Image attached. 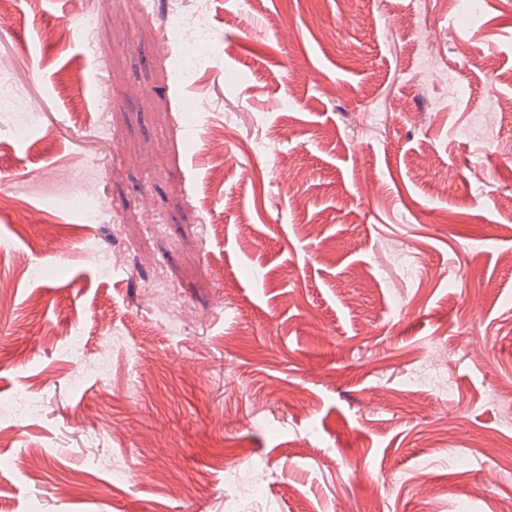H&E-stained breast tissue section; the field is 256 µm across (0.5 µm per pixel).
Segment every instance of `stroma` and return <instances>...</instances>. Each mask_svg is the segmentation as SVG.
<instances>
[{"label":"stroma","instance_id":"35a3bbf8","mask_svg":"<svg viewBox=\"0 0 512 512\" xmlns=\"http://www.w3.org/2000/svg\"><path fill=\"white\" fill-rule=\"evenodd\" d=\"M477 3L209 0L178 80L170 0H13L0 512H502L512 0ZM239 481L245 485L255 497L264 495L268 488L267 472L263 469L252 468L244 470L238 476Z\"/></svg>","mask_w":512,"mask_h":512}]
</instances>
